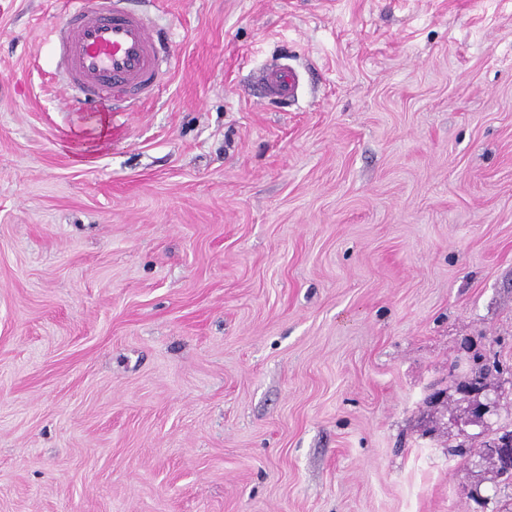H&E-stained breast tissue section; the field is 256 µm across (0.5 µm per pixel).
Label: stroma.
<instances>
[{"instance_id": "35a3bbf8", "label": "stroma", "mask_w": 512, "mask_h": 512, "mask_svg": "<svg viewBox=\"0 0 512 512\" xmlns=\"http://www.w3.org/2000/svg\"><path fill=\"white\" fill-rule=\"evenodd\" d=\"M64 2L0 0V512H512V0H148L133 112ZM133 0H80L52 32L72 110L103 95L127 108L153 96L163 75L165 46ZM75 93L80 95L75 97ZM263 85L272 97L291 100L297 97L300 77L292 67L271 69L264 74ZM505 434H512V430H506L501 436ZM489 450L496 456L499 468L505 474L512 473V435H506L503 437L496 438L491 444H489ZM512 474H510V480L512 483Z\"/></svg>"}]
</instances>
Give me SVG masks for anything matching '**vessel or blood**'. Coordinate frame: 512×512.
Wrapping results in <instances>:
<instances>
[{"label": "vessel or blood", "mask_w": 512, "mask_h": 512, "mask_svg": "<svg viewBox=\"0 0 512 512\" xmlns=\"http://www.w3.org/2000/svg\"><path fill=\"white\" fill-rule=\"evenodd\" d=\"M64 85L72 109L82 110L104 95L119 105L151 98L163 75L165 46L134 0H77L55 30ZM267 93L294 99L300 77L294 68L263 76Z\"/></svg>", "instance_id": "vessel-or-blood-1"}]
</instances>
